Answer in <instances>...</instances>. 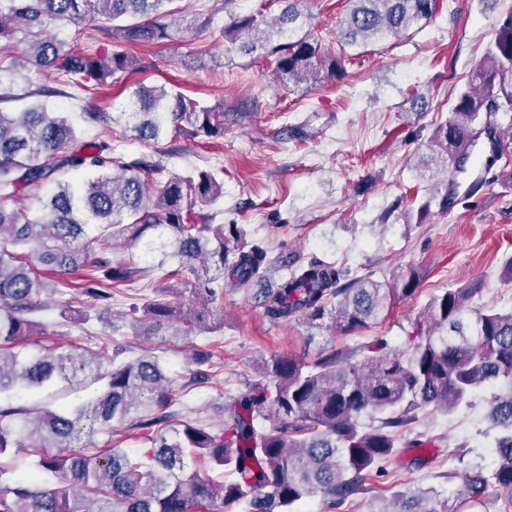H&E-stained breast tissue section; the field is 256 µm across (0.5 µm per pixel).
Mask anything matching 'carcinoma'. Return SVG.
<instances>
[{
    "mask_svg": "<svg viewBox=\"0 0 512 512\" xmlns=\"http://www.w3.org/2000/svg\"><path fill=\"white\" fill-rule=\"evenodd\" d=\"M172 0H0V49L12 52L17 33L25 49L22 66L68 76L85 93L108 78L133 69L124 53L109 57L66 47L46 30L49 21H97L94 31L126 43L151 45L172 37ZM279 14L235 16L225 37L244 55L275 57L279 77L316 84L333 78L343 60L321 56L318 41L299 23L301 12L285 0ZM338 21L341 42L354 46L406 32L433 17L437 0H349ZM43 87L23 94L0 82V104L43 97ZM512 106V12L502 19L482 62L457 95L451 117L430 138L431 162L456 169L471 157L482 113L499 109L497 96ZM108 127L114 123L158 143L170 131L191 137L224 134V113L186 97L175 84L131 92L125 109L87 112ZM164 170L162 159L126 162L112 140L85 142L66 112L40 101L19 111L0 108V395L20 397L60 382H106L105 391L72 409L46 401L36 408L0 403V512H295V505L320 495L331 507L360 492L365 476L382 467L419 414L450 410L486 384L504 393L489 397V418L498 429L491 469L466 480L454 503L426 492L410 497L399 512H470L487 488L512 504V310H472L479 290L472 284L433 296L424 321L415 324L410 350L397 353L382 337L345 356L312 364L273 357L261 378L232 398L227 424L183 422L174 417L175 387L158 357L143 354L117 361L120 351H58L46 347L28 356L20 347L44 334L35 314L41 296L54 286L34 276L38 265L54 272H82L77 296L112 306L114 296L153 267L112 263L92 244L145 242L158 266L176 258L179 270L194 276L195 305L181 308L165 299L133 307L161 326L176 322L173 335L188 338L206 330L210 306L224 292H248L270 270L281 272L278 287L261 295L274 323L302 318L318 325L331 320L348 334L377 324L398 300L414 296L419 272L409 267L383 283L353 276L331 262L273 255L244 245L239 224H214L210 207L224 197V183L207 171L173 174L155 185L149 176ZM82 177L79 185L62 179ZM49 184L38 210L6 208L4 202ZM97 235L89 236V230ZM370 352L353 362L356 353ZM157 427L151 447L132 455L124 448H100L97 432ZM89 426L82 433L83 426ZM86 440H81V435ZM32 458L31 472L14 476L12 455ZM205 459L216 475L187 472ZM232 476L229 481L224 475Z\"/></svg>",
    "mask_w": 512,
    "mask_h": 512,
    "instance_id": "obj_1",
    "label": "carcinoma"
}]
</instances>
